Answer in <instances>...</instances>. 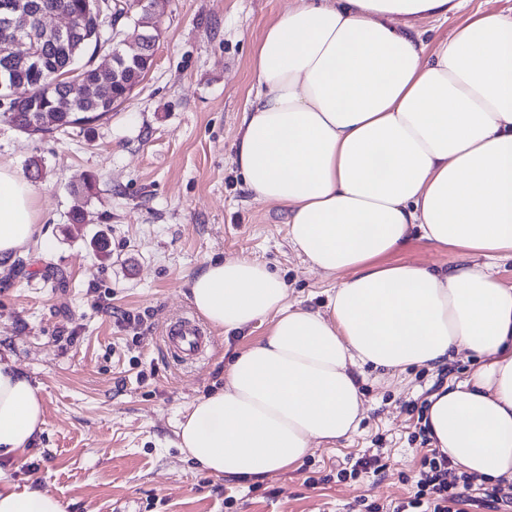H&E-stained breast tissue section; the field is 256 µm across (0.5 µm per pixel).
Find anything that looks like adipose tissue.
I'll return each mask as SVG.
<instances>
[{
	"instance_id": "obj_1",
	"label": "adipose tissue",
	"mask_w": 512,
	"mask_h": 512,
	"mask_svg": "<svg viewBox=\"0 0 512 512\" xmlns=\"http://www.w3.org/2000/svg\"><path fill=\"white\" fill-rule=\"evenodd\" d=\"M466 0H299L252 60L234 162L254 199L285 208L288 240L336 278L326 311L290 301L266 263L211 259L190 300L227 333L270 320L224 384L178 424V446L216 477L295 466L355 433L357 375L479 364L434 392L423 423L458 472L512 484V19H468L434 48L419 21ZM36 188L0 165V264L40 238ZM456 252L445 272L392 261L410 236ZM44 423L39 389L0 359V457ZM0 512H66L0 472Z\"/></svg>"
}]
</instances>
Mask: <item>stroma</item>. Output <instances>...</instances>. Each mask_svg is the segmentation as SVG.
I'll use <instances>...</instances> for the list:
<instances>
[{
	"instance_id": "35a3bbf8",
	"label": "stroma",
	"mask_w": 512,
	"mask_h": 512,
	"mask_svg": "<svg viewBox=\"0 0 512 512\" xmlns=\"http://www.w3.org/2000/svg\"><path fill=\"white\" fill-rule=\"evenodd\" d=\"M298 0H160L155 59L130 98L102 120L31 137L0 122V164L38 161L43 231L0 272V356L38 386L44 426L25 450L0 458L20 488L63 500L67 512H357L405 501L425 445L411 402L465 379L460 353L431 367L359 377L365 417L349 439L313 446L298 465L243 481L210 475L177 446V423L224 377L230 356L264 337L268 322L238 334L211 329L207 358L177 365L163 326L191 310L187 276L212 258L263 261L289 298L325 310L334 279L288 243L281 207L253 199L234 164L240 118L253 86L254 47ZM512 17V0H467L448 20L420 23L433 44L471 17ZM94 175L89 223H69L71 185ZM107 237L110 257L93 249ZM433 270L459 258L411 239L392 256ZM134 322L123 321V314ZM380 453L383 474L339 482L348 459Z\"/></svg>"
}]
</instances>
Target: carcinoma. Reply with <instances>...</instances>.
<instances>
[{"label":"carcinoma","instance_id":"obj_1","mask_svg":"<svg viewBox=\"0 0 512 512\" xmlns=\"http://www.w3.org/2000/svg\"><path fill=\"white\" fill-rule=\"evenodd\" d=\"M36 5L31 29L36 41L34 62L21 61L10 51L13 35L0 26V87L23 86L28 102L21 108H7L0 119L28 135H49L69 128L95 123L121 105L147 73L150 47H140L143 37L155 32L153 13L137 0H103L105 14L96 20L87 13V0H31ZM67 11L72 26L59 37H42L44 18L56 9ZM112 53L113 65L100 69L86 62L78 74L48 89L46 76L72 70L73 61L98 50ZM95 179L86 176L72 187V224L86 223L87 205Z\"/></svg>","mask_w":512,"mask_h":512}]
</instances>
